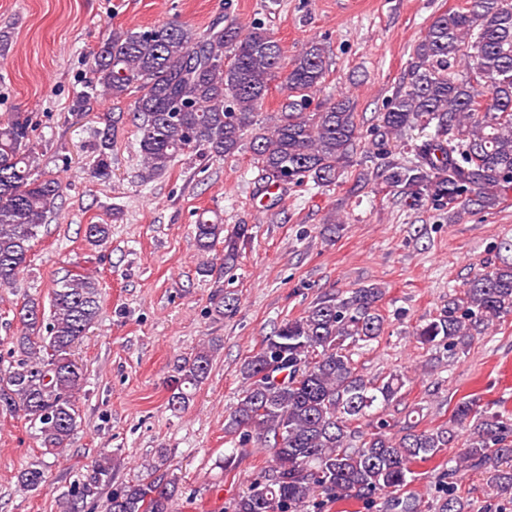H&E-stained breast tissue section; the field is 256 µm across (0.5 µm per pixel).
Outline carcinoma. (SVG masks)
<instances>
[{
  "mask_svg": "<svg viewBox=\"0 0 512 512\" xmlns=\"http://www.w3.org/2000/svg\"><path fill=\"white\" fill-rule=\"evenodd\" d=\"M327 71L320 43H308L285 64L281 46L259 23L247 30L215 25L203 34L172 23L113 30L96 52L89 89L112 99L137 90L138 177L147 183L181 155L224 159L242 150L278 80L286 91L281 111L252 134L254 159L270 184L329 188L352 163L359 134L348 97L310 110ZM418 127L433 132L413 146V158L392 160L384 175L374 177L414 204L425 202L450 217L496 210L512 190V0H465L434 16L413 43L406 81L379 113L375 146L401 142ZM32 132L26 117L0 120L1 287L15 284L31 242L62 194L61 181L40 171ZM112 132H98L91 172L99 180L112 178ZM110 231L108 224H88L85 238L100 246ZM250 238L247 224L228 232L202 217L195 224L200 252L224 245L222 269ZM218 267L210 261L199 271L209 276ZM383 295L376 283L324 294L302 316L282 321L244 359L241 397L224 419V434L268 448L271 464L235 501L234 512H302L320 495H383V512H468L470 504L450 482L462 471L490 474L495 495L512 500V417L474 398L455 406L453 423L470 424V433L425 509L404 489L414 480V467L447 448L454 432L446 425L421 429L416 421L399 435L381 425L362 430L363 419L388 408L405 386L398 374L367 377L353 359L383 331ZM99 310L95 280L70 274L52 289L49 306L31 298L15 311L24 332L10 352L9 369L0 374V405L22 412L50 454L65 448L77 428L75 395L84 377L74 349ZM510 315L512 262L502 261L475 274L460 296L448 299V309L417 324L413 335L423 346L446 347L455 358ZM214 347L201 345L177 366L167 399L171 411L185 410L208 379ZM118 462L94 461L74 491L61 497L62 512H80L84 499L97 497L112 483ZM46 472L37 459L18 480L37 490ZM177 488L161 450L147 477L107 498L104 512H172Z\"/></svg>",
  "mask_w": 512,
  "mask_h": 512,
  "instance_id": "carcinoma-1",
  "label": "carcinoma"
}]
</instances>
